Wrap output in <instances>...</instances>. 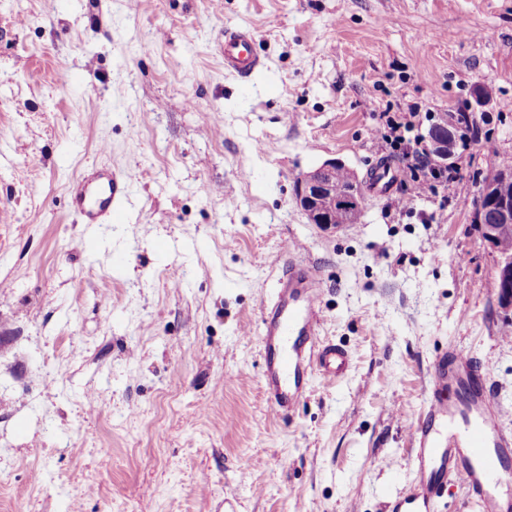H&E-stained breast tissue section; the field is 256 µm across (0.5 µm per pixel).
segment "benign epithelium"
Returning <instances> with one entry per match:
<instances>
[{
  "instance_id": "7a95c632",
  "label": "benign epithelium",
  "mask_w": 512,
  "mask_h": 512,
  "mask_svg": "<svg viewBox=\"0 0 512 512\" xmlns=\"http://www.w3.org/2000/svg\"><path fill=\"white\" fill-rule=\"evenodd\" d=\"M433 152L441 160L448 159L453 148V134L444 127L430 134ZM344 163L330 160L314 170L302 174L296 182V204L307 216L309 223L323 228L349 223L352 210L363 203V192L358 177H353L355 191L336 196L334 175L336 168ZM494 211L495 223H485L487 211ZM474 222L479 224L481 234L487 241L504 230L512 231V168L497 173L496 181L484 186L480 202L474 213ZM497 296L500 305L512 307V260L503 261L496 277Z\"/></svg>"
}]
</instances>
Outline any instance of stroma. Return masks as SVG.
Returning <instances> with one entry per match:
<instances>
[{
  "mask_svg": "<svg viewBox=\"0 0 512 512\" xmlns=\"http://www.w3.org/2000/svg\"><path fill=\"white\" fill-rule=\"evenodd\" d=\"M242 24L247 84L219 50ZM413 106L478 123L399 210L372 132ZM507 158L512 0H0V512H393L451 347L512 434V309L472 222ZM329 159L397 179L326 231L294 196ZM131 161L124 223H83L71 183ZM291 242L350 366L278 415L260 317ZM260 41L258 31L251 26L240 25L224 30V69L248 81L253 73L264 67L257 52Z\"/></svg>",
  "mask_w": 512,
  "mask_h": 512,
  "instance_id": "obj_1",
  "label": "stroma"
}]
</instances>
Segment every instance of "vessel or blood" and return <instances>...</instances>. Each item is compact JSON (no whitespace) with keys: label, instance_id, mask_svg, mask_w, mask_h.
<instances>
[{"label":"vessel or blood","instance_id":"1","mask_svg":"<svg viewBox=\"0 0 512 512\" xmlns=\"http://www.w3.org/2000/svg\"><path fill=\"white\" fill-rule=\"evenodd\" d=\"M258 31L240 25L224 31V68L242 80L263 68ZM131 170L96 172L70 186L74 211L86 223L124 221L122 203ZM263 306L264 388L271 407L292 410L308 392L313 374L330 380L349 365L345 350L320 336L322 282L296 246ZM485 368L467 356L445 352L432 368L424 406L410 429L413 477L399 495L416 512H438L440 491L459 483L477 512H512V436L500 428V407L486 385Z\"/></svg>","mask_w":512,"mask_h":512}]
</instances>
